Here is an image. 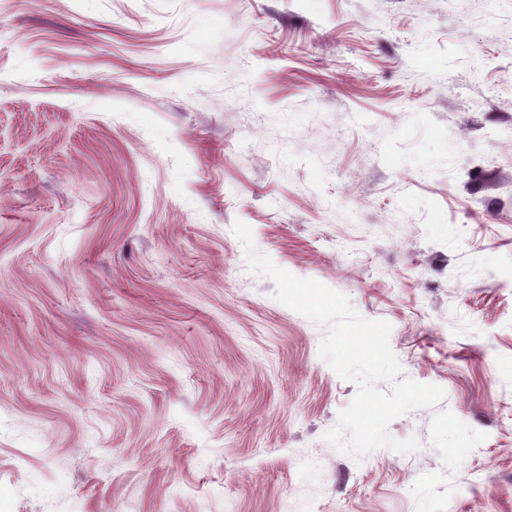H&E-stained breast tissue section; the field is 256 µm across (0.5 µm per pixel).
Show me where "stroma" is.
Masks as SVG:
<instances>
[{
	"label": "stroma",
	"mask_w": 512,
	"mask_h": 512,
	"mask_svg": "<svg viewBox=\"0 0 512 512\" xmlns=\"http://www.w3.org/2000/svg\"><path fill=\"white\" fill-rule=\"evenodd\" d=\"M237 220L486 433L446 512H512V0H0V512H416L432 410L324 440L356 387Z\"/></svg>",
	"instance_id": "1"
}]
</instances>
